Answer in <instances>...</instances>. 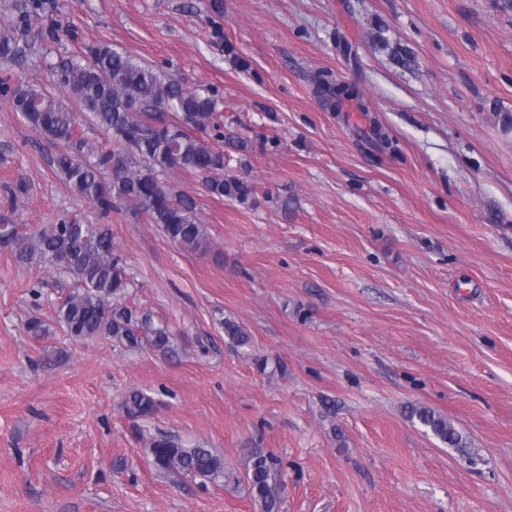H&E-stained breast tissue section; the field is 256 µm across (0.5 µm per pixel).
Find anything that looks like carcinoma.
Here are the masks:
<instances>
[{
  "label": "carcinoma",
  "mask_w": 512,
  "mask_h": 512,
  "mask_svg": "<svg viewBox=\"0 0 512 512\" xmlns=\"http://www.w3.org/2000/svg\"><path fill=\"white\" fill-rule=\"evenodd\" d=\"M51 7L52 0H9L0 12L1 65L26 58L33 27ZM60 73L69 90L68 103L32 85L12 86L8 77H0V86L11 111L56 148L51 162L70 191L93 204L102 217L130 208L159 225L171 241L203 250L205 236L196 205L168 185L171 175H202L209 194L240 203L253 195L248 181L224 175L229 159L206 139L213 130L232 147H244L240 138L220 132L214 96L185 88L173 78L164 79L109 44L88 47L87 57L64 62ZM312 83L335 112L341 111L345 101L360 97L356 86L335 81L324 71L316 72ZM88 124L99 127L111 146L90 141L85 136ZM0 251L10 253L21 265L44 267L64 281L73 280L72 290L56 310V322L66 335L110 336L131 349L172 352L168 330L124 303L133 278L115 250L108 225L64 221L27 231L19 224H0ZM224 333L239 345L249 342L247 332L229 319L224 320ZM123 407L129 419L142 420L155 413L156 401L134 390ZM407 413L448 447H467L448 418L436 410L412 405ZM150 448L160 473L203 482L224 476V459L199 443L187 447L158 433L150 438ZM244 471L249 494L261 512H276L273 486L278 459L263 448H252Z\"/></svg>",
  "instance_id": "1"
}]
</instances>
